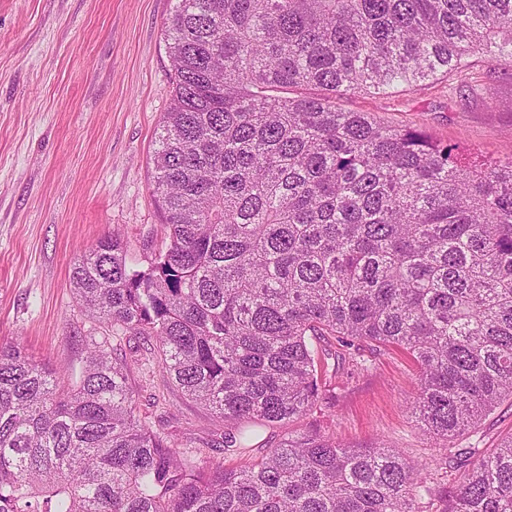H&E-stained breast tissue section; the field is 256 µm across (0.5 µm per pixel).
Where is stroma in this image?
Instances as JSON below:
<instances>
[{"instance_id": "stroma-1", "label": "stroma", "mask_w": 512, "mask_h": 512, "mask_svg": "<svg viewBox=\"0 0 512 512\" xmlns=\"http://www.w3.org/2000/svg\"><path fill=\"white\" fill-rule=\"evenodd\" d=\"M176 0H0V343L21 339L58 372L80 369L85 340L104 324L78 303L76 258L116 233L130 257L165 229L151 192L160 119L171 103L164 30ZM465 78L424 82L388 98L342 97L347 111L426 131L490 159L512 156V65L470 58ZM140 415L181 449L222 459L223 432L200 406L165 384L141 342L122 339ZM332 411L284 426L248 425L237 464L288 434L316 430L345 445L383 442L425 464L424 512H445L463 479L449 449L480 455L512 435V402L473 430L435 440L411 404L417 368L397 350L363 349L337 369Z\"/></svg>"}]
</instances>
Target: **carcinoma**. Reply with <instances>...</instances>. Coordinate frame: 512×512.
Returning <instances> with one entry per match:
<instances>
[{
  "instance_id": "obj_1",
  "label": "carcinoma",
  "mask_w": 512,
  "mask_h": 512,
  "mask_svg": "<svg viewBox=\"0 0 512 512\" xmlns=\"http://www.w3.org/2000/svg\"><path fill=\"white\" fill-rule=\"evenodd\" d=\"M172 103L152 195L164 246L132 265L105 236L74 263L82 306L153 346L224 425L285 424L324 401L333 339L405 351L413 411L448 440L512 400V160L338 99L512 63V0H177ZM109 337L78 374L0 344V512H421L424 467L380 445L288 435L240 466L195 461L141 418ZM446 512H512V435Z\"/></svg>"
}]
</instances>
